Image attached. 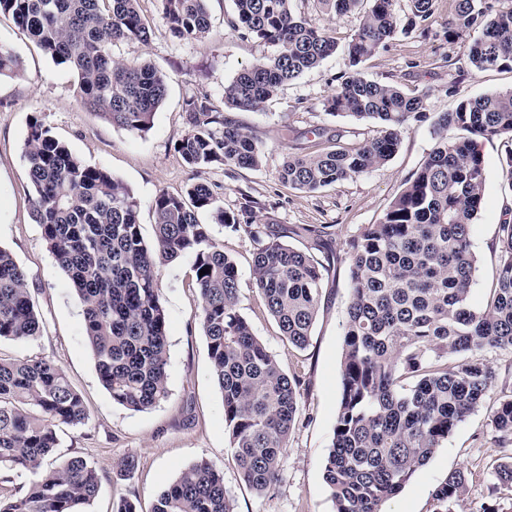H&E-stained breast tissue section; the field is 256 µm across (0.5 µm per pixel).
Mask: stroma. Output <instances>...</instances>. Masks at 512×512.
Instances as JSON below:
<instances>
[{"label": "stroma", "instance_id": "obj_1", "mask_svg": "<svg viewBox=\"0 0 512 512\" xmlns=\"http://www.w3.org/2000/svg\"><path fill=\"white\" fill-rule=\"evenodd\" d=\"M454 5V0H436L427 34L398 33L361 66L369 79L425 93L426 119L410 123L398 151L385 164L314 192L279 181L277 172L288 153L351 147L372 138L377 130L373 121L335 117L322 107L348 71L346 46L359 24L358 13L326 14L316 11L312 0H293L294 12L330 31L338 48L319 67L281 87L263 109L231 110V117L262 144V163L255 169L223 165L195 169L175 149L186 131L189 98L206 94L216 107H223L225 86L244 68L275 52L274 47L242 37L225 25L232 0H209L212 32L203 40L172 37L162 19L161 0H139L150 38L115 43L112 54L128 62H150L170 78L150 129L142 133L113 126L83 109L73 73L29 42L11 16L0 15V46L10 49L19 61L17 74L0 78V247L25 269L44 322L38 339H1L0 355L50 358L81 395L89 420L81 426L61 427L56 453L84 457L99 474V491L84 512H112L113 502L122 496L136 502L138 512H151L157 494L201 459L223 469L224 486L236 512H334L323 464L342 387L343 326L349 302L345 243L364 225L380 220L403 183L428 158L435 143L433 119L454 111L463 98L512 87V70H475L468 59L467 39L445 37ZM35 119L85 163L106 169L130 189L140 204L145 241L154 239V197L163 190L182 193L199 180L215 186L225 211L239 212L249 198L260 202L277 225L291 230L287 242L298 249L309 250L311 241L294 236L295 228L329 225L327 249L315 252L316 259L329 265L320 308L309 344L299 350L282 341L253 286L255 242L214 224L210 214L200 216L236 262L240 313L281 368L300 379L302 411L283 457L280 480L267 494H256L241 480L233 459L223 400L195 315L198 290L192 255L158 269L159 297L167 317L168 397L153 409L139 412L114 403L103 387L84 333L82 304L32 217L33 188L22 145ZM318 128L324 129V136H315ZM478 149L484 160L485 189L470 228L477 257L470 302L480 309L488 300L496 272L499 226L512 221V169L505 162L512 151V137L479 140ZM486 357L497 378L484 404L454 429L402 492L385 503L384 512H432L436 489L457 470L465 472L468 487L454 503L453 512H480L482 504L491 500L500 512H512V488L500 485L494 473L499 463L512 460V442L495 438L488 425L490 408L512 393V352L490 351ZM129 456L136 466L124 476L116 464Z\"/></svg>", "mask_w": 512, "mask_h": 512}]
</instances>
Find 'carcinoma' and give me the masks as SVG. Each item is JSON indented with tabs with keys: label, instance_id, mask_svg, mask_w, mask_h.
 <instances>
[{
	"label": "carcinoma",
	"instance_id": "obj_1",
	"mask_svg": "<svg viewBox=\"0 0 512 512\" xmlns=\"http://www.w3.org/2000/svg\"><path fill=\"white\" fill-rule=\"evenodd\" d=\"M163 19L178 39L211 33L208 0H161ZM227 26L277 47L224 88V103L259 111L286 83L318 67L336 51V39L294 13L292 0H232ZM322 10L361 14L347 44L350 72L323 102L327 114L376 121V135L353 148L289 156L279 180L316 191L385 164L398 151L411 121L426 118L424 96L370 80L360 64L399 31H429L435 0H408L400 25L396 0H314ZM22 34L54 63L77 76L80 105L129 131L150 129L169 77L147 62L112 56L119 40L148 41L138 0H0ZM471 65L512 70V8L492 12L487 0H455L445 35L470 32ZM16 56L0 48V77L17 72ZM188 130L177 152L191 167L213 164L257 168V137L225 115L206 95L187 101ZM459 130L463 135H450ZM512 135V88L462 100L433 122L435 147L407 179L377 224L345 243L350 300L343 332L342 391L323 479L335 512H383L413 474L425 466L454 428L481 406L495 380L485 353L512 352V223L499 225L500 260L485 307L469 303L477 258L470 226L483 199L481 139ZM35 196L32 216L58 267L83 304L85 334L100 381L112 400L148 410L168 395L166 314L157 268L189 253L199 292L197 316L224 404V425L240 476L262 494L279 480L290 433L300 415L298 381L289 377L238 311L239 274L200 214L257 242L251 276L280 336L309 344L327 268L284 241L248 200L228 213L206 181L183 194L158 193L152 203L155 237L147 244L137 200L122 181L85 163L38 119L24 141ZM43 322L27 275L0 247V339L35 340ZM457 362L448 366L445 359ZM89 419L80 394L49 358L0 356V470L36 475L0 512H81L98 493L95 468L80 456L47 460L59 446L57 428ZM501 440H512V396L490 414ZM467 478L448 474L434 493L433 512L451 507ZM152 512H235L224 473L201 460L156 498Z\"/></svg>",
	"mask_w": 512,
	"mask_h": 512
}]
</instances>
